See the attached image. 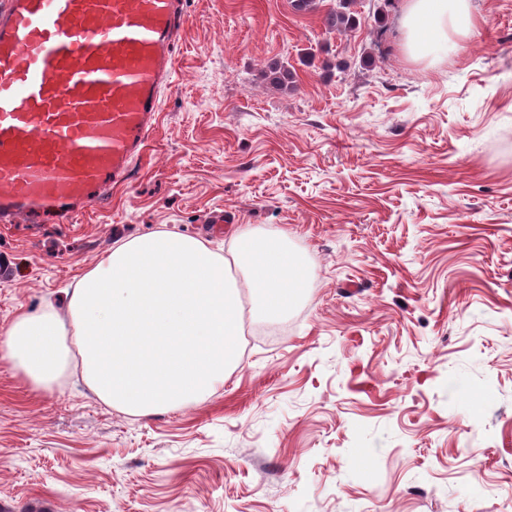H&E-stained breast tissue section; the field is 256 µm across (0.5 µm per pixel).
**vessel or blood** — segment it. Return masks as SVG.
Returning <instances> with one entry per match:
<instances>
[{
  "label": "vessel or blood",
  "mask_w": 512,
  "mask_h": 512,
  "mask_svg": "<svg viewBox=\"0 0 512 512\" xmlns=\"http://www.w3.org/2000/svg\"><path fill=\"white\" fill-rule=\"evenodd\" d=\"M183 0H0V219L61 220L129 183L154 132Z\"/></svg>",
  "instance_id": "vessel-or-blood-1"
}]
</instances>
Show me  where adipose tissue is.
Returning a JSON list of instances; mask_svg holds the SVG:
<instances>
[{
  "instance_id": "obj_1",
  "label": "adipose tissue",
  "mask_w": 512,
  "mask_h": 512,
  "mask_svg": "<svg viewBox=\"0 0 512 512\" xmlns=\"http://www.w3.org/2000/svg\"><path fill=\"white\" fill-rule=\"evenodd\" d=\"M406 51L465 40L471 0H404ZM308 265L286 232L244 228L219 254L196 237L161 230L115 243L69 290L66 312L19 313L5 351L11 368L49 387L78 354L90 389L132 416L212 395L239 358L242 298L252 313L286 314L307 285Z\"/></svg>"
}]
</instances>
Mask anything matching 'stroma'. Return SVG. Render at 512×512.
<instances>
[{"mask_svg":"<svg viewBox=\"0 0 512 512\" xmlns=\"http://www.w3.org/2000/svg\"><path fill=\"white\" fill-rule=\"evenodd\" d=\"M335 2L186 0L137 179L0 223V339L158 229L284 231L309 267L193 406L135 417L77 365L43 390L1 360L0 512H512V0L420 61L401 9L363 0L339 36Z\"/></svg>","mask_w":512,"mask_h":512,"instance_id":"stroma-1","label":"stroma"}]
</instances>
